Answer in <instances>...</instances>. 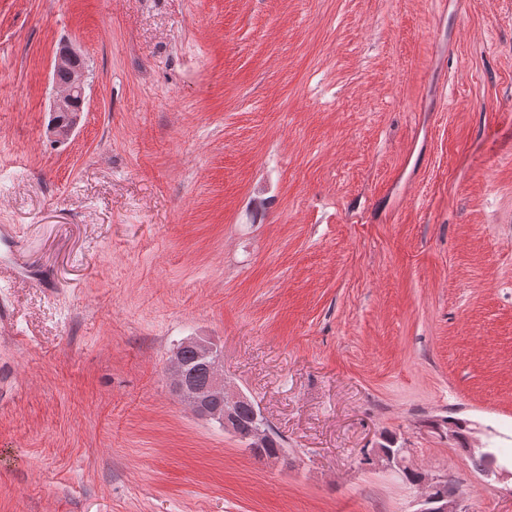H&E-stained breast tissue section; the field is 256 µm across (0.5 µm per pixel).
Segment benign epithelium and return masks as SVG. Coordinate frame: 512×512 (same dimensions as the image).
Returning a JSON list of instances; mask_svg holds the SVG:
<instances>
[{
	"instance_id": "1",
	"label": "benign epithelium",
	"mask_w": 512,
	"mask_h": 512,
	"mask_svg": "<svg viewBox=\"0 0 512 512\" xmlns=\"http://www.w3.org/2000/svg\"><path fill=\"white\" fill-rule=\"evenodd\" d=\"M81 54L72 49L59 52L53 62L52 75L61 71L67 72L66 83L53 79L55 97L51 105V112H61L72 103L78 107L69 124L48 126L49 135L57 142L70 139L83 112L85 103L86 68L79 63ZM193 351L197 359L201 360L208 369V380L203 386H196L187 378L186 364L183 353ZM222 355L217 346L205 336H189L178 344L171 352L167 374L173 390L181 399L190 405L193 413L217 423L222 429L238 438L244 447H253L261 444L264 436L263 428L251 430L243 436L237 429L234 415L239 406L247 404L255 416H264L260 407L239 390L228 386L224 381L221 369ZM413 455V449L404 448L394 453L385 448L372 449V456L377 465L394 473H401L409 468L408 459ZM447 480L445 474H430L421 480L422 491L417 498L418 508L413 512H465L456 495L434 493V489Z\"/></svg>"
}]
</instances>
